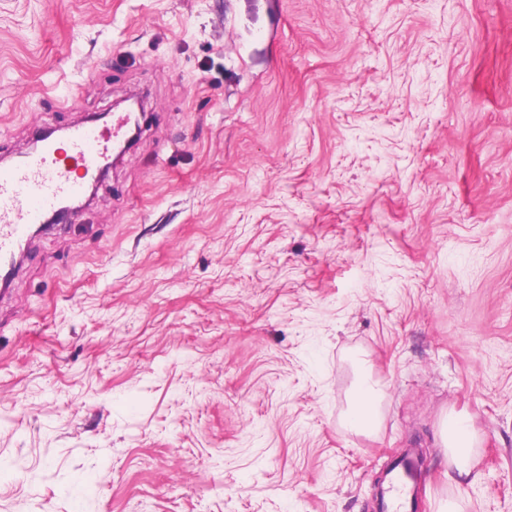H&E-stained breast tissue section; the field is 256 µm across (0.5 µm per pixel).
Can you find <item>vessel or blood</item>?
I'll return each instance as SVG.
<instances>
[{"label":"vessel or blood","mask_w":512,"mask_h":512,"mask_svg":"<svg viewBox=\"0 0 512 512\" xmlns=\"http://www.w3.org/2000/svg\"><path fill=\"white\" fill-rule=\"evenodd\" d=\"M128 116L114 113L112 125H93L70 132L65 145L51 138L18 159L0 165V287L11 282L15 258L35 225L77 198L88 174L108 158L111 143L125 140ZM424 469L421 457L410 456L389 487L388 512H406L407 497Z\"/></svg>","instance_id":"1"}]
</instances>
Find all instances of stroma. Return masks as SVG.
Instances as JSON below:
<instances>
[{
    "label": "stroma",
    "instance_id": "35a3bbf8",
    "mask_svg": "<svg viewBox=\"0 0 512 512\" xmlns=\"http://www.w3.org/2000/svg\"><path fill=\"white\" fill-rule=\"evenodd\" d=\"M131 93L0 295V512H512V0H0V160ZM381 400L382 390L378 384L370 377L361 378L352 394L346 422L357 428H372L377 423ZM473 441L474 434L472 426L467 419L446 418L441 428L442 448H445L444 459L447 467L448 462L454 467L456 475L470 477L473 465ZM424 460L419 456H410L405 459L400 468L396 471L389 487V499L387 509L389 512H405L408 507L407 497L414 489L415 479H420L424 470Z\"/></svg>",
    "mask_w": 512,
    "mask_h": 512
}]
</instances>
